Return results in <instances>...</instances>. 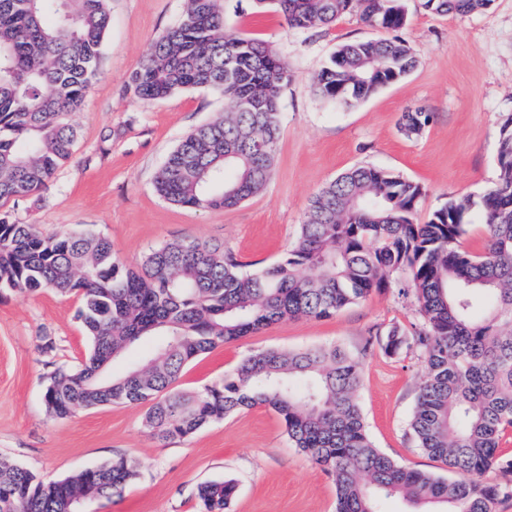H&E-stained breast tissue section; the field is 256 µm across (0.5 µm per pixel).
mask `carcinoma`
Returning a JSON list of instances; mask_svg holds the SVG:
<instances>
[{
	"label": "carcinoma",
	"instance_id": "cac0c4a2",
	"mask_svg": "<svg viewBox=\"0 0 512 512\" xmlns=\"http://www.w3.org/2000/svg\"><path fill=\"white\" fill-rule=\"evenodd\" d=\"M109 0H0V201L35 193L67 161L79 111L98 73L110 22ZM296 29L332 25L355 12L397 31L398 0H255ZM492 0H423L436 14L466 16ZM416 58L402 39L339 45L315 79L336 104L365 100L404 78ZM290 74L264 42L226 30L218 0H185L178 25L159 34L129 85L141 98L208 89L224 114L190 130L167 155L154 187L165 201L200 210L235 207L266 185L279 142L278 102ZM422 112L400 124L417 135ZM497 181L478 200L462 197L419 224L423 187L373 167L352 168L310 200L286 255L252 272L224 246L179 240L150 251L135 268L112 243L91 233L45 236L0 214V290H52L81 298L90 341L78 369L49 379V413L75 407L148 405L145 425L162 440L185 438L240 410L264 406L284 423L294 447L333 476L336 512H381L398 496L413 512H495L512 496V454L501 448L512 428V115L501 124ZM487 228L480 252L462 245L470 212ZM315 270L308 277L305 272ZM409 274L421 324L392 326L376 337L388 356L423 355L409 431L418 448L459 475L443 479L379 451L358 402L360 360L335 346L264 349L224 378L195 391L177 383L185 366L216 348L286 318L325 319ZM163 336L155 351L123 374L111 372L131 347ZM504 482L479 480L488 470ZM137 474L119 457L57 481L0 462V512H74L87 494L120 492ZM231 480L197 486L205 512H226Z\"/></svg>",
	"mask_w": 512,
	"mask_h": 512
}]
</instances>
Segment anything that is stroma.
<instances>
[{
  "instance_id": "obj_1",
  "label": "stroma",
  "mask_w": 512,
  "mask_h": 512,
  "mask_svg": "<svg viewBox=\"0 0 512 512\" xmlns=\"http://www.w3.org/2000/svg\"><path fill=\"white\" fill-rule=\"evenodd\" d=\"M407 23L398 32L417 58L414 70L353 106L316 91L314 78L344 42L385 37L358 14L329 27L298 30L255 0H223L224 22L267 43L288 64L279 100L280 138L265 188L237 207L174 206L155 191L168 153L194 127L224 109L219 95L188 89L155 101L129 86L154 38L175 26L183 0H109L110 25L99 74L81 111L71 113L78 139L71 157L42 190L0 202V213L47 235L89 232L111 241L121 260L138 263L151 249L183 240L223 244L239 262L268 263L294 243L310 198L346 170L368 166L421 184L415 219L426 223L448 201L482 195L498 177L499 129L512 115V0L468 16L438 15L422 0H402ZM421 110L430 123L416 136L400 128L402 113ZM407 272L392 285L327 319L286 318L190 363L179 387L220 380L250 353L337 345L359 355V403L366 430L381 452L445 479L454 474L424 454L409 432L425 365L408 352H364L366 337L391 325L418 326ZM78 296L50 290L0 293V459L44 481L58 480L116 456L137 464L136 478L82 512H202L199 483L233 480L228 512H335L330 475L290 442L273 411L255 407L167 442L144 427L146 406L110 405L52 418L44 394L51 374L78 368L89 340Z\"/></svg>"
}]
</instances>
